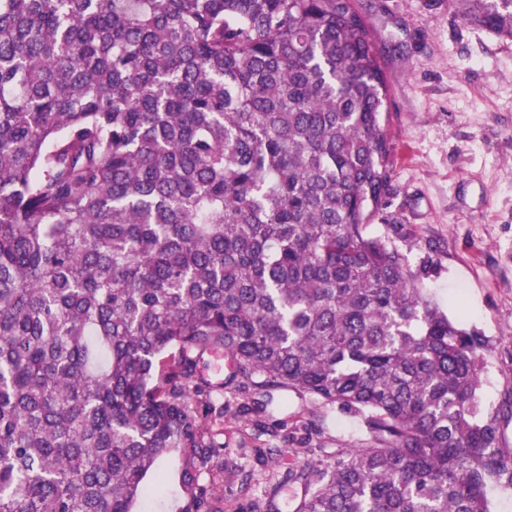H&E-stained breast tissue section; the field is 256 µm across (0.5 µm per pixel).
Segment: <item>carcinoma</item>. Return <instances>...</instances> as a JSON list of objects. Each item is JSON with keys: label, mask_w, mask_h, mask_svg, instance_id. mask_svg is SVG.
Returning <instances> with one entry per match:
<instances>
[{"label": "carcinoma", "mask_w": 512, "mask_h": 512, "mask_svg": "<svg viewBox=\"0 0 512 512\" xmlns=\"http://www.w3.org/2000/svg\"><path fill=\"white\" fill-rule=\"evenodd\" d=\"M512 39V0H448ZM387 84L354 0H0V512H214L199 370L362 419L294 512H491L490 340L366 228ZM182 504L180 494L176 495L171 482L163 494L141 505L136 512H180Z\"/></svg>", "instance_id": "cac0c4a2"}]
</instances>
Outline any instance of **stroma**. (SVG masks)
Instances as JSON below:
<instances>
[{
  "label": "stroma",
  "instance_id": "obj_1",
  "mask_svg": "<svg viewBox=\"0 0 512 512\" xmlns=\"http://www.w3.org/2000/svg\"><path fill=\"white\" fill-rule=\"evenodd\" d=\"M387 79L393 145L388 223L370 224L450 318L487 336L479 396L512 401V40L465 22L448 0H355ZM224 512H292L300 459L366 447L337 406L293 391L225 394Z\"/></svg>",
  "mask_w": 512,
  "mask_h": 512
}]
</instances>
